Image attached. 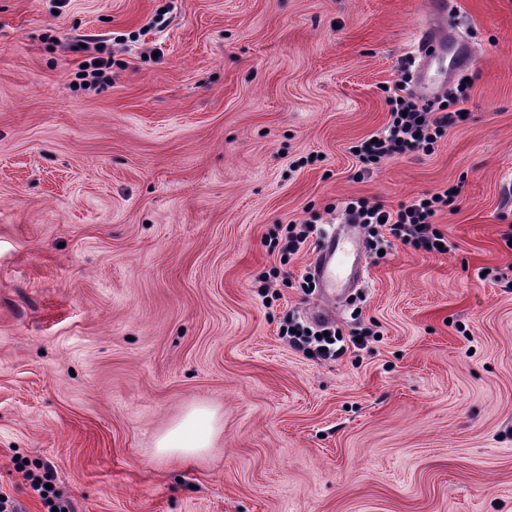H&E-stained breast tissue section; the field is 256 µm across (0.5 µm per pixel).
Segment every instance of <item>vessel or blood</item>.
<instances>
[{
	"mask_svg": "<svg viewBox=\"0 0 512 512\" xmlns=\"http://www.w3.org/2000/svg\"><path fill=\"white\" fill-rule=\"evenodd\" d=\"M428 7L436 22L416 35L412 74V89L423 104L434 102L448 85L447 72L435 75L430 72L432 60L444 58L448 53V0H428ZM362 262L363 251L357 237L339 231L325 236L312 271L323 293L335 297L347 287L352 270Z\"/></svg>",
	"mask_w": 512,
	"mask_h": 512,
	"instance_id": "obj_1",
	"label": "vessel or blood"
}]
</instances>
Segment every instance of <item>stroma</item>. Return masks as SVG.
<instances>
[{"instance_id": "stroma-1", "label": "stroma", "mask_w": 512, "mask_h": 512, "mask_svg": "<svg viewBox=\"0 0 512 512\" xmlns=\"http://www.w3.org/2000/svg\"><path fill=\"white\" fill-rule=\"evenodd\" d=\"M454 3L463 120L366 165L424 0H0V492L22 512H47L24 477L47 470L73 512H512V0ZM452 186L448 253L357 228L341 355L282 336L324 326L305 277L346 203ZM196 408L209 452L159 454ZM312 226L310 224H290L287 228L282 251L293 255L298 253L307 241Z\"/></svg>"}]
</instances>
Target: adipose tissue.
Masks as SVG:
<instances>
[{
    "label": "adipose tissue",
    "mask_w": 512,
    "mask_h": 512,
    "mask_svg": "<svg viewBox=\"0 0 512 512\" xmlns=\"http://www.w3.org/2000/svg\"><path fill=\"white\" fill-rule=\"evenodd\" d=\"M215 415L206 408H197L167 435L161 436L156 446L160 453L175 458H198L211 447L215 436Z\"/></svg>",
    "instance_id": "1"
}]
</instances>
